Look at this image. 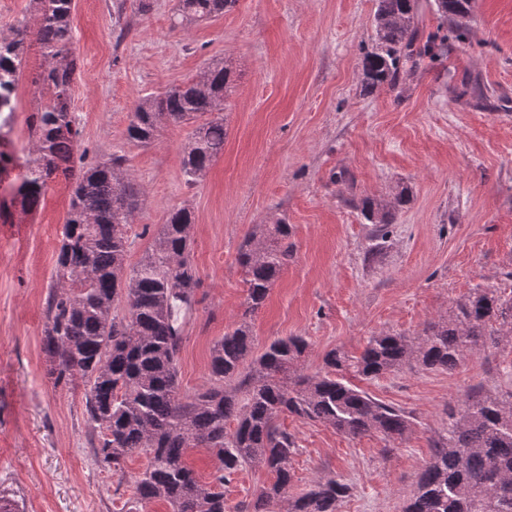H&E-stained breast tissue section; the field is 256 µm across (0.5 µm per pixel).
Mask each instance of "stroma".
I'll return each mask as SVG.
<instances>
[{"mask_svg": "<svg viewBox=\"0 0 512 512\" xmlns=\"http://www.w3.org/2000/svg\"><path fill=\"white\" fill-rule=\"evenodd\" d=\"M465 38L444 56L365 91L364 56L376 0H237L210 21L173 27L177 0H73L78 71L71 110L87 160L120 155L142 191L129 264L151 249L171 208L196 218L192 261L201 286L184 327L182 392L209 387L214 341L240 321L245 296L238 247L255 224L287 217L293 258L252 317L257 346L304 337L305 372L326 352L360 356L381 332L418 337L477 290L512 293V0H474ZM224 60L233 92L224 152L188 182L181 150L195 126L164 127L150 146L126 136L139 98ZM19 84L13 137L26 145L38 103ZM346 182H336L338 173ZM408 189L412 201L384 229L356 203ZM71 185L50 181L36 213L0 223V499L16 512H129L132 476L94 461L83 382L54 386L41 337ZM357 385L401 410V437H344L322 423L280 418L299 451L290 495L333 476L350 487L341 512H403L448 403L472 391L512 394V338L469 354L455 372L417 364ZM247 468L224 487L226 512L272 483Z\"/></svg>", "mask_w": 512, "mask_h": 512, "instance_id": "35a3bbf8", "label": "stroma"}]
</instances>
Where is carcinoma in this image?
I'll return each instance as SVG.
<instances>
[{
    "instance_id": "cac0c4a2",
    "label": "carcinoma",
    "mask_w": 512,
    "mask_h": 512,
    "mask_svg": "<svg viewBox=\"0 0 512 512\" xmlns=\"http://www.w3.org/2000/svg\"><path fill=\"white\" fill-rule=\"evenodd\" d=\"M73 0H32L33 32L21 26L0 36V220L28 215L41 206L48 179L64 167L77 173L46 308L41 338L47 375L54 386L84 384V408L97 432L94 456L125 477L124 463L143 454L147 467L134 481L140 512L164 501L171 512H225L224 484L247 467L264 468L274 482L238 512H341L350 487L336 477L316 482L293 500L285 495L298 451L295 434L280 428L282 415L327 424L348 438L379 433L396 438L406 415L345 382L341 371L377 378L415 361L432 371L456 370L467 355L512 336V296L476 291L448 316L430 323L414 341L401 334L369 338L355 360L336 350L324 356L326 371L307 374L299 360L307 349L300 336L275 339L255 353L248 321L263 304L293 256L287 218L254 224L239 251L244 272L242 319L211 348L209 388L179 390L184 324L200 303V278L191 261L194 215L172 208L153 248L131 266L129 239L139 191L114 155L87 163L77 157L79 129L69 111L77 69L73 50ZM236 0H179L173 27L224 14ZM420 0H377L375 44L363 63L362 82L371 92L395 84L402 68L415 69L442 56L448 36L419 35ZM441 23L465 29L472 0H434ZM44 59L32 77L40 107L31 116L25 155L10 139L18 89L32 45ZM231 70L209 62L196 77L140 98L127 127L128 138L151 143L169 123L202 119L182 149L190 182L204 177L224 151V105ZM409 201L403 189L388 199L359 203L371 224H387ZM191 448L216 452L220 466L199 480L186 456ZM404 512H512V396L469 394L448 405V435L435 444Z\"/></svg>"
}]
</instances>
